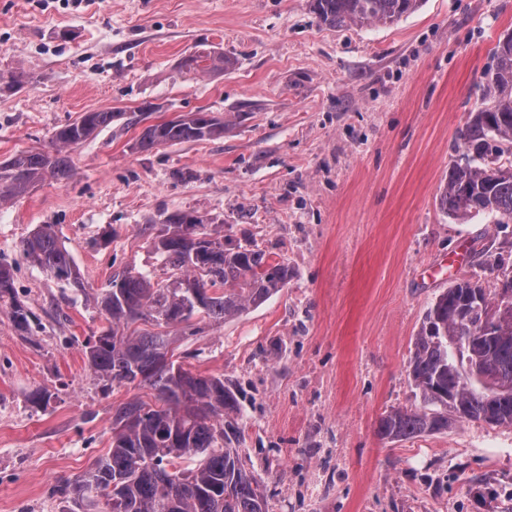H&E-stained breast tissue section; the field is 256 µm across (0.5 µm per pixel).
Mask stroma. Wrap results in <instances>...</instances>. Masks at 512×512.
<instances>
[{"label": "stroma", "instance_id": "1", "mask_svg": "<svg viewBox=\"0 0 512 512\" xmlns=\"http://www.w3.org/2000/svg\"><path fill=\"white\" fill-rule=\"evenodd\" d=\"M512 0H421L396 22L331 28L308 0H0V162L52 150L85 112L150 104V123L199 108L223 138L133 150L115 123L72 153L76 174L0 206V261L37 316L0 305V512H65L52 489L112 442V407L81 344L106 328L95 297L126 268L167 284L147 227L192 213L286 262V288L180 339L184 368L245 396L247 468L269 512H512V426L464 422L389 442L381 415L419 400L407 366L431 300L478 272L512 224H459L438 206L457 133L483 98ZM218 48L200 76L182 57ZM246 120H238V113ZM54 225L81 286L31 265L21 242ZM49 389L47 408L28 395ZM230 66V61L223 52L209 51L206 54L194 53L190 57L182 58L179 67L182 71L212 75L224 73Z\"/></svg>", "mask_w": 512, "mask_h": 512}]
</instances>
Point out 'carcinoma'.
Returning <instances> with one entry per match:
<instances>
[{"mask_svg":"<svg viewBox=\"0 0 512 512\" xmlns=\"http://www.w3.org/2000/svg\"><path fill=\"white\" fill-rule=\"evenodd\" d=\"M420 0H310L330 27L392 24ZM486 70L484 101L460 133L462 153L448 170L438 205L460 224L490 218L512 222V34L498 40ZM230 61L209 51L182 58L186 72H224ZM149 113L85 112L55 131V150L24 151L0 163V203L14 201L47 178L71 180L70 151L96 131L126 119L143 125L133 148L216 140L227 123L204 109L175 120L145 124ZM153 251L174 271L162 286L128 268L95 299L108 322L82 342L88 367L104 393L118 386L147 390L112 407L109 452L79 479L57 492L81 512L105 499L106 512H268V490L239 453L244 405L224 376L195 374L170 357L182 327L194 336L196 316L220 323L259 306L288 285V264L250 244L228 248L220 231L185 214H169L155 228ZM23 256L58 279L80 287L71 257L51 224L40 225L21 245ZM496 288L475 273L453 282L427 308L414 341L408 377L421 406L381 416L376 433L403 440L440 433L461 421L512 426V266L488 264ZM21 334L35 315L15 298L12 265L0 262V301Z\"/></svg>","mask_w":512,"mask_h":512,"instance_id":"obj_1","label":"carcinoma"}]
</instances>
